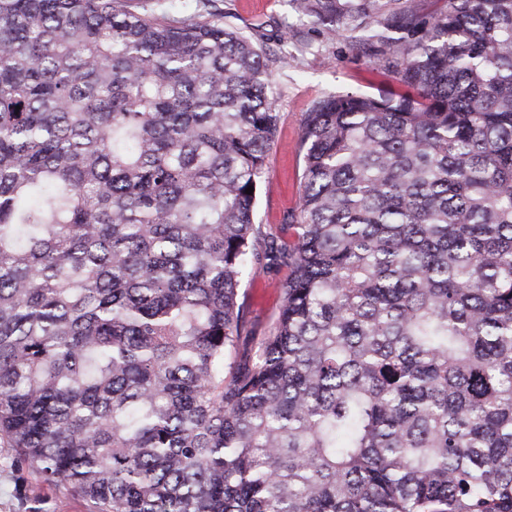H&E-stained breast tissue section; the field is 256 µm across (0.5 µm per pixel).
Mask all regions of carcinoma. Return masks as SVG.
Here are the masks:
<instances>
[{
	"label": "carcinoma",
	"instance_id": "cac0c4a2",
	"mask_svg": "<svg viewBox=\"0 0 512 512\" xmlns=\"http://www.w3.org/2000/svg\"><path fill=\"white\" fill-rule=\"evenodd\" d=\"M211 2L0 0V438L93 512H512V0H293L400 89L312 102L274 232ZM144 1L148 9L158 13L165 12L175 16H184L189 14L193 7L192 0H141ZM271 277H274L273 274H265L262 271L254 273L248 270L241 280V292H247L249 295L258 329L267 327L269 316L278 301L277 288L267 287V281Z\"/></svg>",
	"mask_w": 512,
	"mask_h": 512
}]
</instances>
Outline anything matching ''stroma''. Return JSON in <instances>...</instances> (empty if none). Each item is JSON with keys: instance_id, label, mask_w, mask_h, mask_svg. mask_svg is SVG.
Returning <instances> with one entry per match:
<instances>
[{"instance_id": "35a3bbf8", "label": "stroma", "mask_w": 512, "mask_h": 512, "mask_svg": "<svg viewBox=\"0 0 512 512\" xmlns=\"http://www.w3.org/2000/svg\"><path fill=\"white\" fill-rule=\"evenodd\" d=\"M214 6L223 13L225 23L244 32L264 22L268 46L275 50L284 41L291 53L287 65L273 67L280 121L267 158V174L257 192L254 217L256 223L267 226L284 224L299 206L302 120L312 101L346 91L373 94L387 78L347 40L325 39L310 25L290 29L294 12L288 0H214ZM268 279V274L249 270L240 285L262 329L278 301V291L268 286ZM0 512H87V506L66 489L49 486L14 449L0 446Z\"/></svg>"}]
</instances>
